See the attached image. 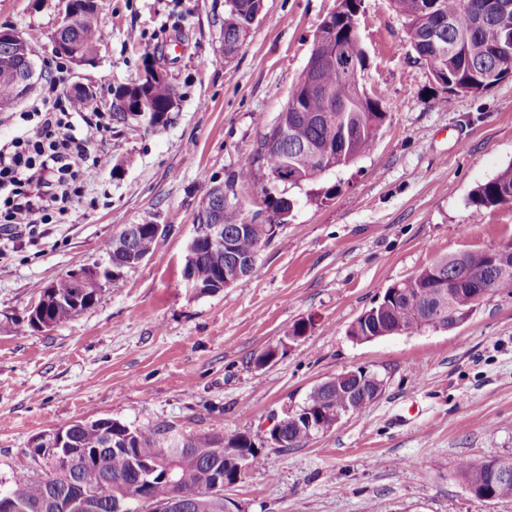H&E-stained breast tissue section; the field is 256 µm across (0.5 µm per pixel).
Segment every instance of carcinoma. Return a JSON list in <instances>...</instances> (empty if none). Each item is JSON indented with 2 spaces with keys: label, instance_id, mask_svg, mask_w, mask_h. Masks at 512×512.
<instances>
[{
  "label": "carcinoma",
  "instance_id": "1",
  "mask_svg": "<svg viewBox=\"0 0 512 512\" xmlns=\"http://www.w3.org/2000/svg\"><path fill=\"white\" fill-rule=\"evenodd\" d=\"M262 0H228L224 12V44L232 52L238 50L249 34L251 12L257 10ZM426 0H392L395 11L408 20V39L419 59L428 69L440 72L442 87L448 97L475 93L491 87L512 76V44L501 49L498 36L512 37V11L498 13L488 7L490 0H442V17L448 23L442 28L441 43L445 49L437 51L427 42L436 24L432 15L423 13L421 5ZM483 14L485 26L473 27L476 15ZM336 29V47L341 56L363 66L364 55L359 46L358 32L352 30L351 17H332ZM70 42L87 52L96 50L106 39V32L94 12L67 32ZM14 54L0 45V101L14 97L16 82L5 68V56ZM324 93H312L302 81H297L288 102L280 113L286 118V136L276 148L261 143L255 154L246 158L240 169L229 180L228 187L238 181L248 182L256 171L263 170L270 180H277L281 171L294 179L280 185L298 187L321 176L322 167L335 170L345 167L367 153L373 146L379 127L387 118L379 101L361 98L355 79L325 69L320 74ZM130 98L148 97L156 112L165 115L171 107L172 84L169 81L139 83L127 89ZM338 108L328 111V106ZM472 202L479 208L512 206V166L496 177L478 186ZM218 219L224 224V235L234 239L235 247L228 249L202 248L195 258H185L183 275L209 288L226 276H247L255 267L261 248L274 236L272 224H256L247 219L236 205H224ZM145 224H126L130 232L129 249L139 255L152 252L157 240L146 231ZM493 265V256L487 250H472L441 258L434 265L412 275L399 284L401 288H415L419 301L400 294L385 293L370 308L368 315L360 316L348 334L356 341L368 336H390L437 329L440 322L448 323V310L461 317H468L475 306L471 289L485 287L481 275ZM494 293L512 295V272L497 274L490 284ZM373 389L367 382L336 383L330 378L315 386L304 402L306 407L321 405L336 411L350 408L361 412L370 402L365 393ZM287 447L304 445L316 431L301 421L288 420L284 427ZM69 447L76 450L78 459L59 460L45 464L42 473L34 478L16 482L7 490L0 489V499L5 498L29 512L51 498L67 503L71 489L79 486L90 494L95 505L93 512H115L116 498L123 492H140L153 499L164 500L172 493L169 480L164 478L169 439L159 429L143 430L128 425L114 428L106 419L77 422L69 427ZM237 440L214 435L187 439L176 458L173 475L178 490L195 497L190 512H226L225 499L209 495L217 476L230 468L224 453L214 449ZM144 461L158 465L157 472L144 482L140 476ZM502 463L508 476L492 479L493 466ZM460 469L472 494L480 497L490 494L494 501L512 500V458L496 457L472 462L465 460Z\"/></svg>",
  "mask_w": 512,
  "mask_h": 512
}]
</instances>
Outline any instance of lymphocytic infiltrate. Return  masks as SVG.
<instances>
[{
    "label": "lymphocytic infiltrate",
    "mask_w": 512,
    "mask_h": 512,
    "mask_svg": "<svg viewBox=\"0 0 512 512\" xmlns=\"http://www.w3.org/2000/svg\"><path fill=\"white\" fill-rule=\"evenodd\" d=\"M19 119L17 135L0 146V244L15 248L49 223L52 212L66 210L70 180L110 161L76 134L80 122L100 134L108 129L105 114L88 103L46 102Z\"/></svg>",
    "instance_id": "lymphocytic-infiltrate-1"
}]
</instances>
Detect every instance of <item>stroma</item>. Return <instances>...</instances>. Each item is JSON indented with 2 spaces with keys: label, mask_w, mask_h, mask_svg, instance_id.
<instances>
[{
  "label": "stroma",
  "mask_w": 512,
  "mask_h": 512,
  "mask_svg": "<svg viewBox=\"0 0 512 512\" xmlns=\"http://www.w3.org/2000/svg\"><path fill=\"white\" fill-rule=\"evenodd\" d=\"M337 0H264L242 47L224 53L227 0H104L94 63L56 71L59 0H0V26L40 45L28 101L0 111V143L21 112L69 93L136 80L152 54L176 89L167 125L112 124L67 212L0 258V486L39 473L32 440L108 418L177 436H249L258 461L224 490L232 512H512L475 498L463 460L512 457V296L494 294L460 326L354 341L352 323L385 290L467 250L512 241V208L476 209L473 190L512 165V77L444 103L391 0H362L358 81L386 121L373 149L298 187L264 172L237 184L249 220L274 224L254 272L199 295L182 278L208 189L255 152L304 71ZM465 144H458V137ZM295 202L279 219L271 197ZM167 233L120 285L58 325L34 329L46 285L95 264L127 224ZM307 331L289 340L294 324ZM278 347L259 369L255 358ZM377 373L382 390L298 448L269 440L274 417L336 374Z\"/></svg>",
  "instance_id": "35a3bbf8"
}]
</instances>
